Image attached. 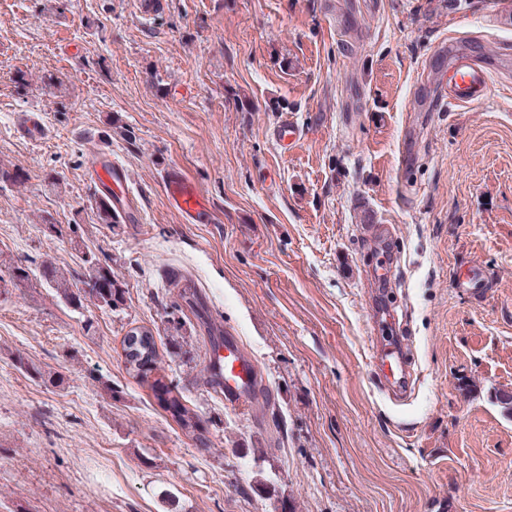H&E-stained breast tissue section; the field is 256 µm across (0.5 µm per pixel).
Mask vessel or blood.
<instances>
[{
  "label": "vessel or blood",
  "instance_id": "vessel-or-blood-1",
  "mask_svg": "<svg viewBox=\"0 0 512 512\" xmlns=\"http://www.w3.org/2000/svg\"><path fill=\"white\" fill-rule=\"evenodd\" d=\"M450 104L467 106L485 100L491 91L490 73L473 55L455 51L448 57V80L445 84ZM272 138L287 151L298 147L301 130L291 119L277 122L272 129ZM102 198L111 201L113 207L126 222L140 223L142 210L139 200L127 189L124 168L113 161L110 154L93 151L89 170ZM163 186L170 205L185 222L198 224L210 218V204L187 179L180 167H172L163 175ZM208 362L224 378V399L242 406L259 395L263 383L255 360L244 350L234 336L211 344Z\"/></svg>",
  "mask_w": 512,
  "mask_h": 512
}]
</instances>
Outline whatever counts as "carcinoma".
I'll use <instances>...</instances> for the list:
<instances>
[{
    "label": "carcinoma",
    "mask_w": 512,
    "mask_h": 512,
    "mask_svg": "<svg viewBox=\"0 0 512 512\" xmlns=\"http://www.w3.org/2000/svg\"><path fill=\"white\" fill-rule=\"evenodd\" d=\"M97 220L101 224L116 223V214L112 207L101 198L95 199ZM8 269L9 276L17 285H24L31 281L30 270L26 266L18 265L7 258H0V266ZM40 281L50 288L58 300L75 309L84 307L90 302L103 309L114 310L125 302V291L122 283L116 278L112 266L103 262L92 252L83 253L81 272L78 275L56 267L50 262L42 264ZM83 287H77V283ZM179 300L173 302L172 308L176 311L187 307L194 309L196 305L195 293L187 286L178 289ZM123 351L126 352L125 367L133 378L150 382V388L158 407L175 422L178 427L191 437L201 448H210V440L206 430L200 426L199 416L194 409L186 404V400L178 386L166 383L161 378L149 381L150 375L162 370V359L158 353L154 335L151 329L145 326L131 328L123 338ZM18 362L27 371L40 378H47L54 384L64 382L65 374L61 371L45 373L41 368L18 359ZM199 380L214 394L224 393L218 374L208 366L199 370Z\"/></svg>",
    "instance_id": "cac0c4a2"
}]
</instances>
